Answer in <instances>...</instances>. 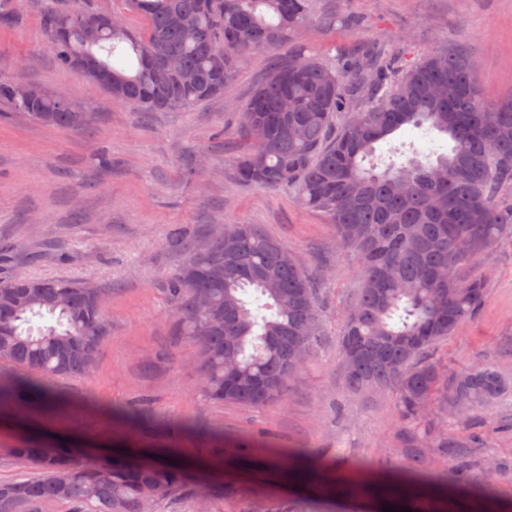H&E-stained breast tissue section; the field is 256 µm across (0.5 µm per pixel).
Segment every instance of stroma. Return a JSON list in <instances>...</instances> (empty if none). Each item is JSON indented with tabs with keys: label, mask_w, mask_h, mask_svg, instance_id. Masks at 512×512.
<instances>
[{
	"label": "stroma",
	"mask_w": 512,
	"mask_h": 512,
	"mask_svg": "<svg viewBox=\"0 0 512 512\" xmlns=\"http://www.w3.org/2000/svg\"><path fill=\"white\" fill-rule=\"evenodd\" d=\"M0 9L11 15L0 24V77L69 92L91 115L80 129L19 113L0 119V246L30 255L0 263V279L20 270L94 282L111 324L93 371L55 380L59 408L0 406V481L30 472L14 448L62 440L86 463L132 447L185 464L196 492L214 484L237 489L208 495L199 509L177 497L160 512H265L270 500L292 496L269 465L278 448L316 453L340 479L405 471L411 458L398 439L394 391L357 394L345 385L339 317L360 288L357 262L338 246L328 218L300 205L293 190L237 179L245 147L240 108L295 50L332 59L364 45L467 52L479 67L482 96L496 102L512 91V0H314L312 22L288 44L245 58L223 94L163 112L140 111L59 65L37 7L0 0ZM433 150L447 152L445 135L426 141L401 131L377 144L373 161L404 163ZM228 224L259 225L320 292L323 342L283 400L263 407L202 395L198 349L180 336L163 292L182 261L175 237L199 238ZM480 267L485 306L434 355L452 371L487 361L512 381V241L488 250ZM474 422L487 443L459 456L477 466L491 458L512 465V392Z\"/></svg>",
	"instance_id": "35a3bbf8"
}]
</instances>
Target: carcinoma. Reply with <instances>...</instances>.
<instances>
[{
  "label": "carcinoma",
  "instance_id": "obj_1",
  "mask_svg": "<svg viewBox=\"0 0 512 512\" xmlns=\"http://www.w3.org/2000/svg\"><path fill=\"white\" fill-rule=\"evenodd\" d=\"M145 21L140 32L127 26L106 31L95 44L82 41L88 21L83 7H46L42 20L57 62L70 67L81 55L103 81L97 86L145 112L201 104L224 90L242 59L288 43L312 16V0H126ZM194 17L186 30L177 19ZM221 41L224 55L207 51ZM134 57L129 68L110 63L118 45ZM175 60L167 83L152 77L151 58ZM471 57L446 49L416 54L404 49L381 55L324 60L301 52L273 69L241 109L247 146L237 161L239 180L267 189L288 187L296 199L324 213L341 245L357 258L361 287L342 315L339 336L345 380L355 390L396 391L405 441L448 456L453 448L480 444L465 430L460 438L438 430L424 414L448 411L452 401L476 413L509 390L496 367L481 363L453 373L430 350L458 326L477 318L487 299L485 277L461 272L503 240H512V98L485 101L470 85ZM192 70L186 84L179 70ZM17 84L0 80V102L29 119L60 127L86 125L85 112L57 111L54 95L25 103ZM288 98L290 112L280 111ZM406 127L448 137V153L436 162L417 158L382 171L366 168L375 145ZM224 237L239 239L237 251L216 248L196 255L194 241L169 276L164 292L174 303L181 335L200 349L203 395L214 401L264 406L278 400L309 354L322 343L319 290L286 249L256 224H231ZM210 305L195 309V296ZM303 324L307 336L296 335ZM111 327L101 295L65 278L27 277L0 281V362L20 375L0 377V402L51 407L54 379L84 376ZM14 454L34 466L22 480L0 482V512H44L59 503L73 512H157L183 489L178 467L143 464L114 455L97 464L76 461L67 446H23ZM273 463L281 480L314 495L357 497L366 484L336 481L318 457L288 449ZM457 484L438 486L425 475L421 455L399 479L378 484L381 507L412 512H461L465 489L480 478L464 463Z\"/></svg>",
  "mask_w": 512,
  "mask_h": 512
}]
</instances>
